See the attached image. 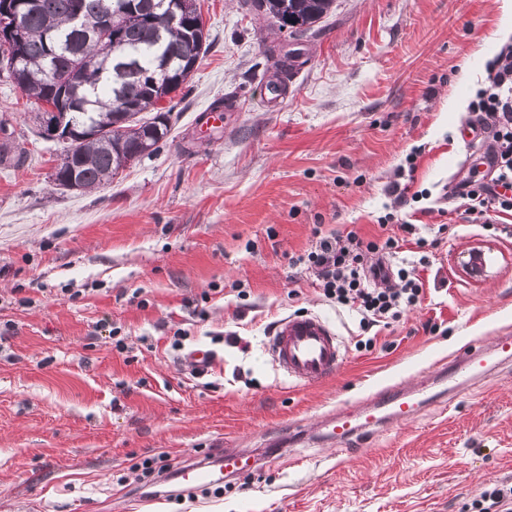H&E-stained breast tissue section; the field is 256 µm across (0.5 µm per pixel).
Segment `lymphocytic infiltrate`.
Wrapping results in <instances>:
<instances>
[{
  "label": "lymphocytic infiltrate",
  "instance_id": "1",
  "mask_svg": "<svg viewBox=\"0 0 512 512\" xmlns=\"http://www.w3.org/2000/svg\"><path fill=\"white\" fill-rule=\"evenodd\" d=\"M489 142L488 174L472 170L459 185L469 201L468 214L487 218L489 212L512 214V43L501 47L486 65V77L469 104ZM399 234L365 238L356 230L319 236L309 251L291 257L290 263L311 270L324 296L337 306L357 312L362 328L399 320L423 299V283L413 262H401L388 276L382 258L396 257L401 234L411 235L417 248L426 238L416 236L415 225L403 223ZM398 287H389L390 278Z\"/></svg>",
  "mask_w": 512,
  "mask_h": 512
}]
</instances>
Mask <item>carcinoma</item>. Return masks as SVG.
Instances as JSON below:
<instances>
[{
  "instance_id": "carcinoma-1",
  "label": "carcinoma",
  "mask_w": 512,
  "mask_h": 512,
  "mask_svg": "<svg viewBox=\"0 0 512 512\" xmlns=\"http://www.w3.org/2000/svg\"><path fill=\"white\" fill-rule=\"evenodd\" d=\"M20 41L0 48V71L38 105L66 112L74 128L57 167L55 182L82 190L97 189L119 171L157 151L170 132L168 113L158 108L192 77L209 48L199 27L196 0H179L182 21L171 23V0H25ZM335 0H251L276 31L294 39L306 35L327 16ZM112 11V24L123 33L107 48L93 41L101 15ZM299 49L276 62L280 72L301 65ZM164 77L157 88L153 75ZM134 105L121 112L117 103ZM154 116L138 118L142 112ZM98 136L86 138V130Z\"/></svg>"
}]
</instances>
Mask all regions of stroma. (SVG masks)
<instances>
[{
    "label": "stroma",
    "mask_w": 512,
    "mask_h": 512,
    "mask_svg": "<svg viewBox=\"0 0 512 512\" xmlns=\"http://www.w3.org/2000/svg\"><path fill=\"white\" fill-rule=\"evenodd\" d=\"M199 2L210 48L162 103L166 141L104 187L57 185L61 144L37 134L35 105L0 75V123L23 155L0 162V512H461L512 483V362L348 452L322 436L341 407L420 386L422 369L512 331V214L468 221L457 190L487 150L461 132L503 41L501 0H336L298 41L244 0ZM295 47L303 63L282 76L275 62ZM271 80L288 94L269 109ZM218 103L223 125L203 127ZM417 147L411 189L428 197L407 219L425 236L446 230L420 271L421 305L358 351V316L288 257L317 225L379 235ZM474 251L487 260L478 278ZM308 315L341 337L345 361L299 386L265 348L275 324ZM197 348L216 352L202 376ZM228 448L260 455L256 470L219 497L170 495L171 472ZM160 454L167 472L141 479L138 463Z\"/></svg>",
    "instance_id": "35a3bbf8"
}]
</instances>
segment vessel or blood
I'll use <instances>...</instances> for the list:
<instances>
[{
  "instance_id": "vessel-or-blood-1",
  "label": "vessel or blood",
  "mask_w": 512,
  "mask_h": 512,
  "mask_svg": "<svg viewBox=\"0 0 512 512\" xmlns=\"http://www.w3.org/2000/svg\"><path fill=\"white\" fill-rule=\"evenodd\" d=\"M272 361L299 385H313L332 377L344 363L338 336L320 318L294 316L283 319L267 345ZM512 359V334L497 336L489 346L469 345L450 360L449 388L459 386L462 378L475 376L488 368ZM427 399L421 392L399 386L386 388L355 409L329 416L324 422L329 438L337 446L347 445L354 436L371 431L389 420L409 421L419 415ZM253 456L243 451L224 454L183 466L176 476L181 486L193 489L223 483L253 471Z\"/></svg>"
}]
</instances>
